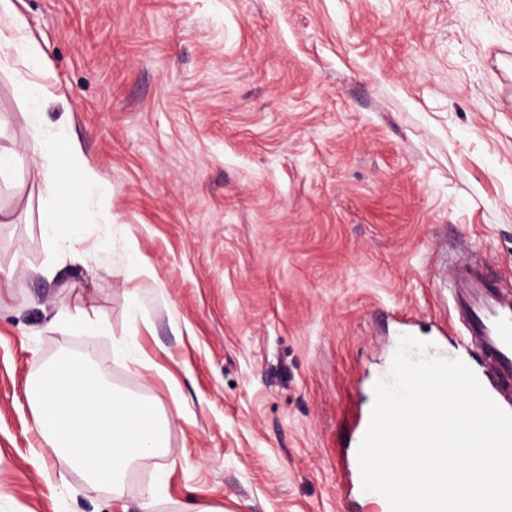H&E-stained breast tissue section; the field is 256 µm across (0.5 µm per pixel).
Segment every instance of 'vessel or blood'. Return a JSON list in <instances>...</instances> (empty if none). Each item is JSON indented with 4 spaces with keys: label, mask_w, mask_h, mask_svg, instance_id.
Listing matches in <instances>:
<instances>
[{
    "label": "vessel or blood",
    "mask_w": 512,
    "mask_h": 512,
    "mask_svg": "<svg viewBox=\"0 0 512 512\" xmlns=\"http://www.w3.org/2000/svg\"><path fill=\"white\" fill-rule=\"evenodd\" d=\"M465 286L467 295L459 297L469 335L489 359L498 387L489 396L499 404L512 402V296L502 293L478 270H471Z\"/></svg>",
    "instance_id": "b4317fda"
}]
</instances>
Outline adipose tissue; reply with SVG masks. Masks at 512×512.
<instances>
[{
  "label": "adipose tissue",
  "instance_id": "ef3b65f1",
  "mask_svg": "<svg viewBox=\"0 0 512 512\" xmlns=\"http://www.w3.org/2000/svg\"><path fill=\"white\" fill-rule=\"evenodd\" d=\"M23 92L31 148L38 158L34 178L49 195L40 212L44 238L54 251L79 254L78 232L63 237L58 227L66 221L74 227L81 224L88 205L102 198L106 187L87 167L81 172L80 189L72 190L60 165L78 158V146L63 131L44 129L42 85L25 83ZM31 402L44 454L64 459L88 481L107 484L117 503L123 500L128 471L144 457L167 448L170 425L183 415L181 405L165 412L154 400L118 393L91 375L83 355H65L48 363L32 385Z\"/></svg>",
  "mask_w": 512,
  "mask_h": 512
}]
</instances>
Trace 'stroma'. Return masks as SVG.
Masks as SVG:
<instances>
[{"instance_id":"35a3bbf8","label":"stroma","mask_w":512,"mask_h":512,"mask_svg":"<svg viewBox=\"0 0 512 512\" xmlns=\"http://www.w3.org/2000/svg\"><path fill=\"white\" fill-rule=\"evenodd\" d=\"M11 4L44 58L0 64V512H115L32 452L27 388L65 352L183 406L131 512H366L339 462L400 336L484 374L444 282L471 258L512 290V0ZM25 79L109 187L88 261L43 244Z\"/></svg>"}]
</instances>
